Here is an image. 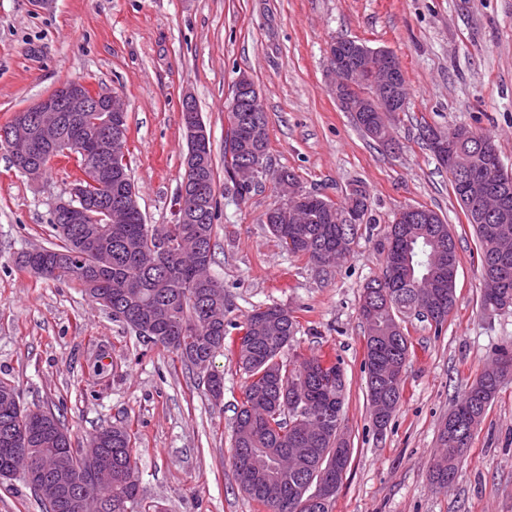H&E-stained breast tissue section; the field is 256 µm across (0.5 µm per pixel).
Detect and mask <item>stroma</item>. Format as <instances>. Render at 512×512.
<instances>
[{
    "mask_svg": "<svg viewBox=\"0 0 512 512\" xmlns=\"http://www.w3.org/2000/svg\"><path fill=\"white\" fill-rule=\"evenodd\" d=\"M339 37L401 62L410 90L398 149L364 137L330 91L328 48ZM241 74L259 93L270 142L261 186L243 202L224 174L227 105ZM72 78L125 100L137 202L155 225L175 221L187 152L181 102L192 94L215 165L210 272L224 284L229 339L252 307L275 304L300 323L291 353L341 363V431L352 458L332 512H512V380L476 430L453 490L428 479L442 421L498 348L512 347V310L483 312L476 235L422 135L426 124L472 127L494 137L512 170V0H55L49 11L0 0V125ZM283 170L335 200L354 184L366 190L370 221L336 268L293 255L265 224ZM73 178L61 161L30 179L0 150V379L24 406L59 416L74 445L127 426L143 507L266 512L239 491L231 467L234 408L246 384L234 355L215 359L224 397L214 402L202 373L143 342L75 282L19 268L23 252L58 244L52 211L68 200ZM409 205L436 211L455 237L457 302L442 331L407 319L402 398L380 431L366 396L360 302L382 275L378 242ZM0 512L46 507L17 474L0 479Z\"/></svg>",
    "mask_w": 512,
    "mask_h": 512,
    "instance_id": "35a3bbf8",
    "label": "stroma"
}]
</instances>
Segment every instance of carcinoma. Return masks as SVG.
Wrapping results in <instances>:
<instances>
[{"label":"carcinoma","mask_w":512,"mask_h":512,"mask_svg":"<svg viewBox=\"0 0 512 512\" xmlns=\"http://www.w3.org/2000/svg\"><path fill=\"white\" fill-rule=\"evenodd\" d=\"M238 112L228 115L229 125L224 136V173L232 184L233 193L242 201L256 190V184L239 182L236 175L244 162L264 152L266 138L259 133H245L239 129ZM99 116L86 112L76 124L67 128L68 134L82 137ZM355 127L366 137L387 145L390 128L369 119V113L360 112L353 118ZM208 158L204 177L212 192L203 201L207 207L203 217L194 224H169L167 230L180 235L189 231V243L183 254H171L163 260L152 257L145 239L149 230L137 203L131 204L121 224L108 223L109 217L91 212L85 224H62L52 221L62 244L48 249L39 248L20 257L19 265L27 268L29 260L40 263L43 252L51 253L50 267L36 270L34 275L45 279L68 278L84 289H93L112 304L104 305L112 317L124 322L145 342L172 349L187 366H195L201 359L212 364L213 359L229 349L237 358L240 370L249 379L243 400L237 407L233 427L232 467L238 488L251 500L264 506L268 512H331L335 496L311 509L303 505L312 485L319 478L318 462L333 459V448L343 435L336 427L315 430L303 423L288 395H301L331 411L333 423H341L336 410L343 408L345 389L325 391L316 384L315 370L327 362L339 367V362L328 355L308 359H286L283 353L299 332V321L292 316L280 327L270 328L258 321V309L247 314L240 329H250L254 336L249 349H239L235 343H225L224 300L208 297L211 288H224L215 278L196 280L195 269L200 261L195 250V239L203 240L208 248V262H213L214 236L217 216L215 171L211 144L204 145ZM134 186L128 166L112 174V194H122ZM352 201L346 193L344 203L329 198L309 208L300 224H286L276 219L272 207L266 212L267 225L279 240L291 235L296 241L293 254L314 259L318 253L336 254L337 233L340 225L328 217V209L338 210ZM479 243L480 266L488 256L500 254L508 260V270L502 285L486 288L481 295V306L489 313L512 307V223L497 224L493 232H484L485 225H473ZM383 255V276L369 282L363 298L375 293L379 303L370 316H362L367 337L379 339V346L367 345L363 372L372 421L383 419L388 424L399 407L402 393L390 397L391 384L398 380L400 366L409 357L410 344L405 332L406 314L414 309L418 295L442 294L446 306L456 305V279L450 272L458 269L456 244L448 224L441 216L426 210V218L418 224H391L384 241L379 243ZM192 329L191 342L182 347L174 337L183 330ZM512 362V351L503 349L493 363L478 376L457 400L450 415L460 421L466 431L464 441L458 443L447 433L440 432L438 445L441 453L434 459L430 471L431 484L446 492L454 482L447 477L457 476L463 456L469 448L475 430L483 421L488 407L497 397L504 382L512 377L500 371L502 362ZM19 397L14 385L0 380V477L10 468L11 445L5 439L18 431L19 426L30 429L42 427V416L49 415L61 424L52 412L30 410L5 401V393ZM101 447L104 455L91 461L84 449L72 446L70 435L39 440L35 451L46 455L65 457L73 470L78 487L94 494L101 502L103 512H134L138 505L139 485L133 453L132 436L124 426L112 427V437ZM254 449L250 465L262 469L279 455H288L290 463L287 478L282 483L281 496L286 508L278 510L279 502L265 497L264 481L260 477L246 479L240 471L246 449ZM112 471V478L100 476Z\"/></svg>","instance_id":"obj_1"}]
</instances>
